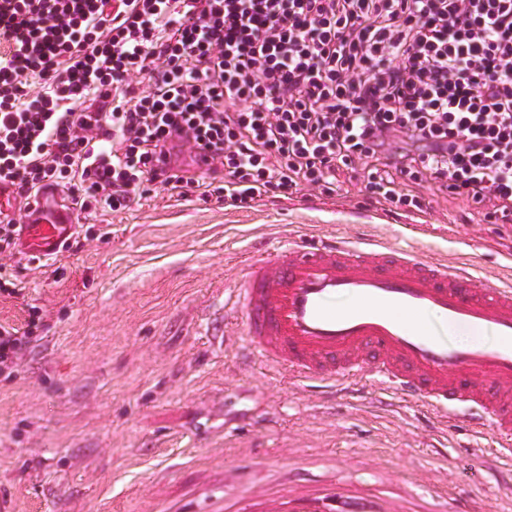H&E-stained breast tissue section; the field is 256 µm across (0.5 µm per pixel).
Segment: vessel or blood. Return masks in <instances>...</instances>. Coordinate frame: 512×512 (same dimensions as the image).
Instances as JSON below:
<instances>
[{
    "instance_id": "b4317fda",
    "label": "vessel or blood",
    "mask_w": 512,
    "mask_h": 512,
    "mask_svg": "<svg viewBox=\"0 0 512 512\" xmlns=\"http://www.w3.org/2000/svg\"><path fill=\"white\" fill-rule=\"evenodd\" d=\"M19 247L48 259L76 235L75 206L41 187ZM250 347L273 367L338 393L375 376L400 399L461 412L512 459V283L468 265L375 242L300 240L261 249L229 291ZM495 336L494 345L436 338L427 313Z\"/></svg>"
}]
</instances>
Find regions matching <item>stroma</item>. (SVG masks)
Masks as SVG:
<instances>
[{"label": "stroma", "instance_id": "35a3bbf8", "mask_svg": "<svg viewBox=\"0 0 512 512\" xmlns=\"http://www.w3.org/2000/svg\"><path fill=\"white\" fill-rule=\"evenodd\" d=\"M332 197L303 192L238 209L163 189L84 213L80 248L16 254L22 289L0 321L43 326L0 371V494L12 512H512L489 437L390 397L369 377L328 401L247 354L226 290L254 245L361 237L469 260L512 278V223L411 185L425 211L370 199L341 171Z\"/></svg>", "mask_w": 512, "mask_h": 512}]
</instances>
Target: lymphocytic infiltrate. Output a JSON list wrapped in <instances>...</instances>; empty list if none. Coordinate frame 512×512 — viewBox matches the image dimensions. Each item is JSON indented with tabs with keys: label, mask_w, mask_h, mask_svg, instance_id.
<instances>
[{
	"label": "lymphocytic infiltrate",
	"mask_w": 512,
	"mask_h": 512,
	"mask_svg": "<svg viewBox=\"0 0 512 512\" xmlns=\"http://www.w3.org/2000/svg\"><path fill=\"white\" fill-rule=\"evenodd\" d=\"M153 90L139 92L142 82ZM206 155L194 173L178 149ZM361 170L512 221V0H0V185L248 209ZM0 323V365L41 325Z\"/></svg>",
	"instance_id": "lymphocytic-infiltrate-1"
}]
</instances>
